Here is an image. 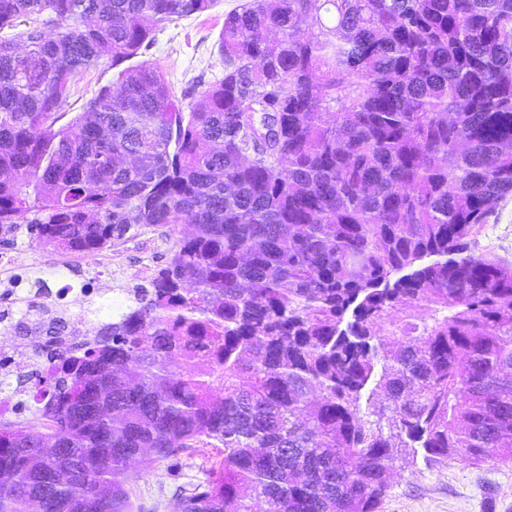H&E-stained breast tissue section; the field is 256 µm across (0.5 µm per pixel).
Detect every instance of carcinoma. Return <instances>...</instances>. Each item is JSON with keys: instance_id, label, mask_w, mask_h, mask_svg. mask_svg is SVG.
<instances>
[{"instance_id": "obj_1", "label": "carcinoma", "mask_w": 512, "mask_h": 512, "mask_svg": "<svg viewBox=\"0 0 512 512\" xmlns=\"http://www.w3.org/2000/svg\"><path fill=\"white\" fill-rule=\"evenodd\" d=\"M215 4L0 0V229H190L42 430L0 422V512H132L131 462L200 447L176 512H378L397 443L512 462V267L467 242L512 194V0H248L222 79L125 65ZM114 82L115 70L103 71L99 68L88 69L79 80L74 93L69 99L68 106L66 107L68 115L64 121L73 118L77 115V112H82L85 103L95 96L100 87L112 84L115 88L116 84Z\"/></svg>"}]
</instances>
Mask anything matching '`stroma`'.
Wrapping results in <instances>:
<instances>
[{
	"instance_id": "stroma-1",
	"label": "stroma",
	"mask_w": 512,
	"mask_h": 512,
	"mask_svg": "<svg viewBox=\"0 0 512 512\" xmlns=\"http://www.w3.org/2000/svg\"><path fill=\"white\" fill-rule=\"evenodd\" d=\"M245 0H219L211 10L158 27L146 58L181 92L197 76L215 81L224 75L217 40L224 16ZM181 229L155 226L135 229L133 236L112 243V295L122 298L134 285H148L158 268L173 255ZM472 247L485 258L512 266V195L504 200L495 221L479 225ZM22 264L45 265L57 251L32 244L26 225L0 233V255ZM209 449L191 458L159 462L146 458L130 471L135 506L145 512H173L177 486L202 479ZM379 512H512V464L494 460L480 465L431 463L422 453L398 450L389 489Z\"/></svg>"
}]
</instances>
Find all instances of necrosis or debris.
Returning <instances> with one entry per match:
<instances>
[{"label":"necrosis or debris","instance_id":"4bbe7bcc","mask_svg":"<svg viewBox=\"0 0 512 512\" xmlns=\"http://www.w3.org/2000/svg\"><path fill=\"white\" fill-rule=\"evenodd\" d=\"M76 272L70 259L42 267H26L0 255V420H15L41 398L39 387L58 355L88 347L93 325L112 307V255H87ZM21 315L24 336L13 333V317Z\"/></svg>","mask_w":512,"mask_h":512}]
</instances>
